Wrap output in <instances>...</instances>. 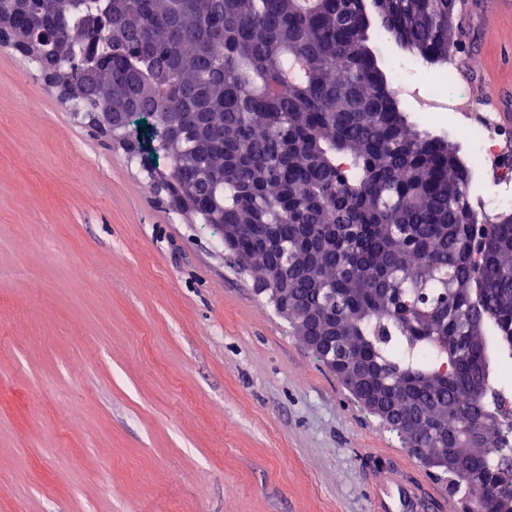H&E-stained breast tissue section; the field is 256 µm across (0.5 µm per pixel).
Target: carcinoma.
<instances>
[{"label": "carcinoma", "instance_id": "cac0c4a2", "mask_svg": "<svg viewBox=\"0 0 512 512\" xmlns=\"http://www.w3.org/2000/svg\"><path fill=\"white\" fill-rule=\"evenodd\" d=\"M457 0H0L38 48L40 71L71 73L75 111L149 124L151 186L198 188L181 207L221 228L252 275L288 267L291 294L325 313L298 336L336 337V374L369 370L363 406L399 399L431 454L456 458L453 492L477 512L512 499V455L487 400L491 342L512 355V214L474 242L473 170L458 145L410 121L374 39L383 31L430 64L448 61Z\"/></svg>", "mask_w": 512, "mask_h": 512}]
</instances>
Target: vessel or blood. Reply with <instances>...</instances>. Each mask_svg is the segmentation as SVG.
<instances>
[{"label":"vessel or blood","instance_id":"obj_1","mask_svg":"<svg viewBox=\"0 0 512 512\" xmlns=\"http://www.w3.org/2000/svg\"><path fill=\"white\" fill-rule=\"evenodd\" d=\"M371 497L376 512H449L445 494L418 476L407 457L392 455L390 467L374 474Z\"/></svg>","mask_w":512,"mask_h":512}]
</instances>
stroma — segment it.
Masks as SVG:
<instances>
[{
  "label": "stroma",
  "instance_id": "1",
  "mask_svg": "<svg viewBox=\"0 0 512 512\" xmlns=\"http://www.w3.org/2000/svg\"><path fill=\"white\" fill-rule=\"evenodd\" d=\"M496 25L477 112L512 85ZM383 452L216 231L0 46V512H373Z\"/></svg>",
  "mask_w": 512,
  "mask_h": 512
}]
</instances>
